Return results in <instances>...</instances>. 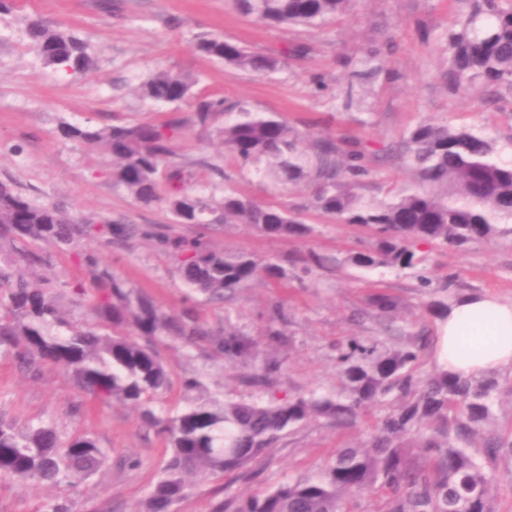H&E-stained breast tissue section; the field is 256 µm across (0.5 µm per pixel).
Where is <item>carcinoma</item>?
Returning a JSON list of instances; mask_svg holds the SVG:
<instances>
[{
	"mask_svg": "<svg viewBox=\"0 0 512 512\" xmlns=\"http://www.w3.org/2000/svg\"><path fill=\"white\" fill-rule=\"evenodd\" d=\"M244 16L264 25L318 26L345 11L351 0H234ZM30 46L48 66L71 73L88 71L89 45L73 33L28 23ZM197 51L253 74L274 72L282 60L261 55L222 37H203ZM448 68L441 78L453 86L481 84L512 93V0H474L446 35ZM156 105L190 108L186 117L161 122H123L98 127L89 121L61 122V137L81 146L103 147L112 156V184L138 204L162 205L173 224L208 227L248 224L269 238H300L312 228L286 204H259L231 187L232 175L219 171L224 186L190 182L177 141L191 125L216 138L237 162L274 183L314 187L310 206L337 223L371 231L370 247L348 256L351 265L370 269H414V246L432 241L446 246L490 241L512 234V165L498 161L494 141L465 129L419 124L389 156L410 170L413 183L389 201L365 200L355 188L370 174L360 144L309 140L274 115L262 116L242 102L198 95L193 83L157 70L136 87ZM155 239L178 264L184 286L214 303L235 298L259 279L288 282V270L260 264L240 253L227 257L200 237L104 220L82 224L57 203L37 202L15 183L0 181V251L8 246L29 264L45 258L30 249L42 243L61 250L83 239L128 242ZM89 284H61L45 277L37 286L0 262V346L14 349L18 364L37 372L44 366L66 370L78 392L102 404L120 400L138 408L143 421L164 436L170 455L142 512H172L187 479L217 474L257 462L283 433L312 418L338 426L357 422L369 406L395 395L396 404L372 428L364 445L338 448L325 469L288 481L244 500L215 498L211 512H346L354 496H384L381 512H499L496 471L512 462V435L496 430L493 406L500 382L490 373L462 378L437 368L416 373L427 337L387 347L363 336L336 346L341 389L288 401L222 402L194 399L175 417L156 413L153 401L170 384L158 345L174 336L192 345L208 338L234 362L256 358L258 345L237 331L215 332L186 309L167 316L127 280L80 254ZM338 264L310 249L291 260L304 276ZM91 297L92 320L76 323L60 305ZM369 306L380 318L398 310L397 298L377 292ZM109 454L88 433L68 437L52 423L24 431L0 419V474L19 481L78 484L102 472Z\"/></svg>",
	"mask_w": 512,
	"mask_h": 512,
	"instance_id": "cac0c4a2",
	"label": "carcinoma"
}]
</instances>
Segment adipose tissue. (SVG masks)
<instances>
[{"instance_id": "obj_1", "label": "adipose tissue", "mask_w": 512, "mask_h": 512, "mask_svg": "<svg viewBox=\"0 0 512 512\" xmlns=\"http://www.w3.org/2000/svg\"><path fill=\"white\" fill-rule=\"evenodd\" d=\"M438 363L461 377L512 366V302L489 296L464 299L441 325Z\"/></svg>"}]
</instances>
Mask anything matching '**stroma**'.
Instances as JSON below:
<instances>
[{
	"label": "stroma",
	"instance_id": "obj_1",
	"mask_svg": "<svg viewBox=\"0 0 512 512\" xmlns=\"http://www.w3.org/2000/svg\"><path fill=\"white\" fill-rule=\"evenodd\" d=\"M470 6L471 0H352L345 13L318 27H269L242 16L234 0H12L10 12L0 16L1 181L15 182L34 200L65 204L81 222L121 219L165 225L173 234H204L216 251L245 253L259 261L285 260L309 249L339 260L333 271L301 281H257L234 302L218 306L185 288L171 256L153 242L124 246L102 239L82 241L81 250L96 252L103 264L166 313L193 309L210 329H234L259 345V356L242 366L228 363L209 344L189 346L166 338L160 352L171 371V386L159 393L158 411L174 416L184 409L188 395L183 382L188 378L201 381L202 397L223 401L335 392L336 345L344 337H372L388 346L421 335L437 337L440 318L429 306L447 300L440 289L447 277H454L461 295L483 294L511 303L512 235L463 247L420 245L422 262L415 270L359 269L346 259L369 247L367 229L336 223L308 208V187L275 186L248 175L237 176L238 190L262 204L298 208L312 234L272 239L246 224L201 232L193 225L171 223L162 206H140L115 188L111 156L63 139L60 122L89 121L103 127L167 119L170 108L151 104L135 92L147 75L165 69L194 81L195 92L277 114L299 132L367 142L371 173L360 192L368 197L382 198L412 183L406 168L378 153L396 146L423 122L490 138L499 160L512 164V98L497 99L478 87H449L440 78L448 65L444 33L452 17ZM33 19L85 39L94 68L66 74L46 66L30 48L27 25ZM210 34L259 53H283L287 59L266 75L223 65L195 50L196 39ZM296 45L305 46V53L291 55ZM372 51L377 54L373 67L362 66ZM178 146L188 159L207 158L235 174L231 156L199 129L185 128ZM35 250L49 264L23 268L27 279L44 274L65 282L87 279L74 251L43 244ZM421 274L430 279V287H420ZM380 291L401 302L397 319L387 328L368 313L370 296ZM277 308L287 320L280 324L279 335L270 336L268 317ZM269 359L278 363L270 386L248 383V375ZM77 404L82 410L76 414L72 408ZM385 412V407H373L353 427L310 420L285 432L247 468L192 477L174 512H210L214 495L241 498L305 478L325 467L336 449L363 444ZM0 417L20 428L44 422L56 424L67 436L92 433L112 458L103 473L76 487L64 482L20 484L1 477L0 512H46L56 501L67 502L71 512H135L168 457L166 441L142 422L138 410L84 397L68 375L52 367L36 375L25 373L3 347Z\"/></svg>",
	"mask_w": 512,
	"mask_h": 512
}]
</instances>
